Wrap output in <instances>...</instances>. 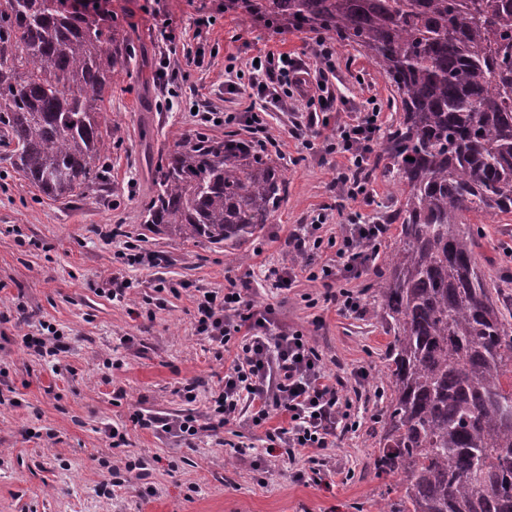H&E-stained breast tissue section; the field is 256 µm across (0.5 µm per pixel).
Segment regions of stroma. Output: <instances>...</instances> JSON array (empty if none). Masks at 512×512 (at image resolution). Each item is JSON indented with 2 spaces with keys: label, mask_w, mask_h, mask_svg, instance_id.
<instances>
[{
  "label": "stroma",
  "mask_w": 512,
  "mask_h": 512,
  "mask_svg": "<svg viewBox=\"0 0 512 512\" xmlns=\"http://www.w3.org/2000/svg\"><path fill=\"white\" fill-rule=\"evenodd\" d=\"M214 16L204 36L193 25L199 7ZM110 8L135 26L139 51L152 69L162 61L186 64L173 84L146 81L137 66L112 83L106 128L112 152L101 195L56 200L23 179L0 159V512H377L387 481L374 470L375 421L386 405V354L392 337L374 311V284L398 230L389 225L377 242L376 260L360 274L340 279L362 303L360 312L327 301L321 282L299 274L284 287L270 276L295 256L288 241L320 211L328 233L341 235L349 216L381 223L399 188L378 174L368 177V198L340 203L332 188L348 158L327 154L323 139L338 120L382 106L381 124L397 117L387 80L362 49L337 43L330 83L335 110L326 112L313 147L298 137L295 120L306 102L297 99L265 116L275 140L273 158L283 166L286 199L271 224L248 249L186 240L165 227L143 222V199L152 187L151 169L185 136L203 132L248 137L243 123L204 125L202 112L242 114L261 102L248 85L229 89L228 58L246 66L269 50L314 66L310 32L278 33L243 23L224 0H110ZM483 229L478 258L503 279L512 278V213L479 217ZM157 265L127 260L128 243ZM128 282L123 300L111 296L114 282ZM244 290L256 308H269L275 329L299 330L322 353L326 372L352 405L357 429L338 433L336 445L315 451L322 482H299L296 464L267 453L266 432L284 414L272 412L265 426L238 418L215 432L201 433L193 447L176 438L133 426L134 413L206 418L211 395L233 355L217 352L196 331L195 299L202 291ZM54 325L63 352L42 357L26 351L20 338L40 322ZM197 398L187 402L186 384ZM126 430L125 445L112 447L106 431ZM143 459L153 493L137 482L102 494L108 474L100 460L124 464Z\"/></svg>",
  "instance_id": "obj_1"
}]
</instances>
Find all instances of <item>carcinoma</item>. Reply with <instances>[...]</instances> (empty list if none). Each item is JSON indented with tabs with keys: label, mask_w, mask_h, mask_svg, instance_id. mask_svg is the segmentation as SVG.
I'll return each mask as SVG.
<instances>
[{
	"label": "carcinoma",
	"mask_w": 512,
	"mask_h": 512,
	"mask_svg": "<svg viewBox=\"0 0 512 512\" xmlns=\"http://www.w3.org/2000/svg\"><path fill=\"white\" fill-rule=\"evenodd\" d=\"M281 32L364 50L398 96L375 166L401 188L377 285L393 336L377 474L380 512H512V321L467 215L512 213V0H224ZM134 51L127 21L67 0H0V145L55 198L105 185L100 112ZM146 224L229 248L286 198L285 171L234 134L196 132L155 165Z\"/></svg>",
	"instance_id": "cac0c4a2"
}]
</instances>
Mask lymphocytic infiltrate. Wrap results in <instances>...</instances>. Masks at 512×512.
<instances>
[{
    "label": "lymphocytic infiltrate",
    "instance_id": "obj_1",
    "mask_svg": "<svg viewBox=\"0 0 512 512\" xmlns=\"http://www.w3.org/2000/svg\"><path fill=\"white\" fill-rule=\"evenodd\" d=\"M316 67L314 92L307 96L308 127H315L317 113L334 109L336 98L328 77L336 71V46L325 38L315 41ZM303 66L297 60L267 51L253 66L250 88L253 95L279 108L292 99L302 86ZM381 110L372 107L356 118L338 122L326 146L328 152L350 155L358 171L364 170L373 154L374 140L381 128ZM340 175L336 187L346 198L366 195L367 184L358 176ZM326 214H318L291 242L297 256L309 265L308 277L321 281L326 298L342 309L356 313L358 297L347 289L334 288L338 271L359 273L375 260L376 240L382 235L379 224L349 222L340 239H323L321 230ZM336 251L335 260L316 263L323 247ZM266 314L254 308L239 289L230 287L223 295H200L196 300V330L219 348H235L231 366L214 400L210 419L225 424L248 414L254 426H262L272 411L287 414L288 424L267 431L269 448L279 449L288 459L312 448L334 447L337 429L347 428L350 405L325 373L322 356L303 332L271 334L264 323Z\"/></svg>",
    "mask_w": 512,
    "mask_h": 512
}]
</instances>
